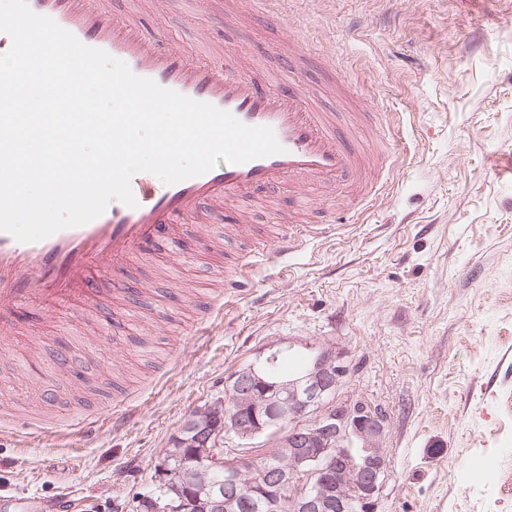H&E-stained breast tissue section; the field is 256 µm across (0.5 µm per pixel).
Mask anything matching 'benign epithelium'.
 Returning <instances> with one entry per match:
<instances>
[{
	"label": "benign epithelium",
	"instance_id": "1",
	"mask_svg": "<svg viewBox=\"0 0 512 512\" xmlns=\"http://www.w3.org/2000/svg\"><path fill=\"white\" fill-rule=\"evenodd\" d=\"M278 353L266 348L257 361L231 374L225 400L188 423L193 446L206 449L211 468L224 472V487L210 491L204 512H242L245 470L255 471L252 485L265 491L271 512L284 491L291 512H376L387 467L383 411L327 402L343 377L331 350H319L307 369L287 382L275 381L265 368ZM272 421L279 425L276 447L283 463L256 471L249 448ZM225 433L237 444L223 447Z\"/></svg>",
	"mask_w": 512,
	"mask_h": 512
}]
</instances>
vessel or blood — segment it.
I'll return each instance as SVG.
<instances>
[{"mask_svg": "<svg viewBox=\"0 0 512 512\" xmlns=\"http://www.w3.org/2000/svg\"><path fill=\"white\" fill-rule=\"evenodd\" d=\"M28 4L84 45L124 62L136 76L228 111L245 124L272 128L283 151L245 163L221 162L171 185L151 173H137L131 181L136 207L110 201L92 221L36 242L23 243L0 231V307L20 308L36 299L50 312L79 291L95 324L121 331L127 318L100 296L93 262L122 265L141 260L147 243L179 242L184 221L208 224L213 212L225 209L246 216L248 203L275 195L285 182L298 191L312 184H342L373 192L368 175L380 165V157L360 148L354 132L339 133L333 113L316 109L300 77L275 84L257 69L236 70L210 54H183L169 46L163 34L146 36L138 16L113 14L105 0ZM315 232L294 214H279L263 261L274 262ZM248 268L241 258L229 260L224 286L215 291L213 303L246 286Z\"/></svg>", "mask_w": 512, "mask_h": 512, "instance_id": "1", "label": "vessel or blood"}]
</instances>
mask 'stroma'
I'll return each mask as SVG.
<instances>
[{
  "label": "stroma",
  "instance_id": "35a3bbf8",
  "mask_svg": "<svg viewBox=\"0 0 512 512\" xmlns=\"http://www.w3.org/2000/svg\"><path fill=\"white\" fill-rule=\"evenodd\" d=\"M226 1L112 10L135 5L146 34L190 56L216 43L235 67H294L322 111L371 113L378 190L353 209L343 189L309 186L301 219L324 231L256 262L219 310L206 300L224 258L256 245L267 205L239 236L219 214L186 225L179 256L158 243L141 264L104 262L100 294L133 321L72 370L56 356L79 309H20L0 335V391L51 425L35 440L0 430V500L139 512L158 459L231 373L269 346L302 365L324 347L347 368L335 402L386 415L376 512H512V0H283L271 25L253 19L256 0ZM116 279L132 293L111 296ZM200 316L206 333L186 334ZM72 414L89 429L65 431Z\"/></svg>",
  "mask_w": 512,
  "mask_h": 512
}]
</instances>
